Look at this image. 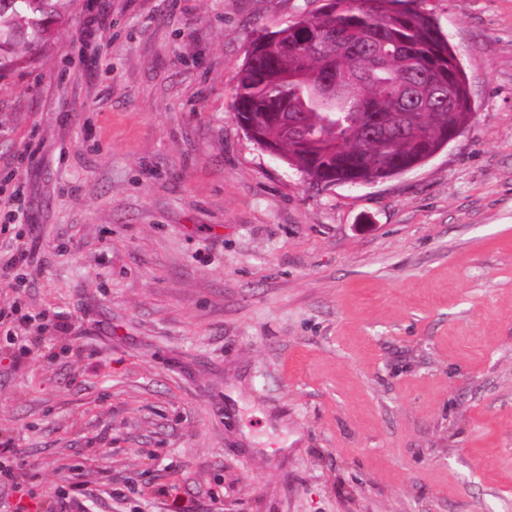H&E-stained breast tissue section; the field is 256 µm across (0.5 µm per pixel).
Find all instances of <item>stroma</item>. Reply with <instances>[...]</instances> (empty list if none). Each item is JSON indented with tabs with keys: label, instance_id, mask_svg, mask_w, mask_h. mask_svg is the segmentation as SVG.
Instances as JSON below:
<instances>
[{
	"label": "stroma",
	"instance_id": "1",
	"mask_svg": "<svg viewBox=\"0 0 512 512\" xmlns=\"http://www.w3.org/2000/svg\"><path fill=\"white\" fill-rule=\"evenodd\" d=\"M323 0H87L0 76V189L38 260L0 435L25 512H512V0H423L474 115L319 190L251 141L252 43Z\"/></svg>",
	"mask_w": 512,
	"mask_h": 512
}]
</instances>
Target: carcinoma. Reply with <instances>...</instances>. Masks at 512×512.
Instances as JSON below:
<instances>
[{"instance_id":"carcinoma-1","label":"carcinoma","mask_w":512,"mask_h":512,"mask_svg":"<svg viewBox=\"0 0 512 512\" xmlns=\"http://www.w3.org/2000/svg\"><path fill=\"white\" fill-rule=\"evenodd\" d=\"M416 0H324L321 10L262 35L238 73L234 109L274 139L288 163L313 184L330 171L338 180L383 178L426 161L448 144L446 131L467 128L472 115L466 77L448 39ZM63 0H0V71L32 55L64 19ZM336 64V76L364 79L346 128H327L318 111L296 99L298 82L315 83ZM434 100L418 141L390 133L366 139L363 118L416 112L406 90ZM336 143L327 156L319 145Z\"/></svg>"}]
</instances>
